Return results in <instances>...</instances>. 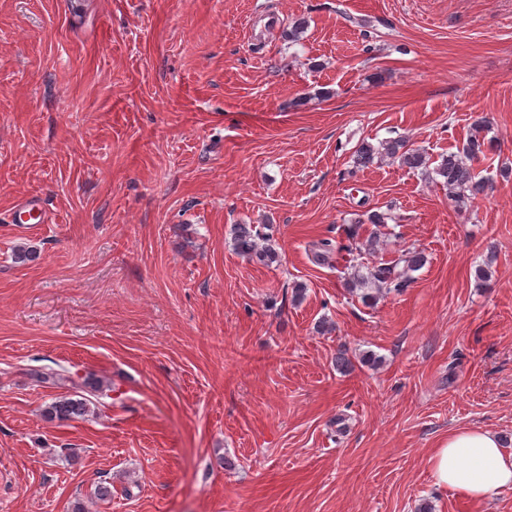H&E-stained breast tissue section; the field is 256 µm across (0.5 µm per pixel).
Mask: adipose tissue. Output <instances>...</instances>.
I'll list each match as a JSON object with an SVG mask.
<instances>
[{
    "label": "adipose tissue",
    "mask_w": 512,
    "mask_h": 512,
    "mask_svg": "<svg viewBox=\"0 0 512 512\" xmlns=\"http://www.w3.org/2000/svg\"><path fill=\"white\" fill-rule=\"evenodd\" d=\"M438 487L480 502L512 489V453L489 429L466 427L450 431L428 458Z\"/></svg>",
    "instance_id": "adipose-tissue-1"
}]
</instances>
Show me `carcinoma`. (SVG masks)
I'll return each mask as SVG.
<instances>
[{
    "label": "carcinoma",
    "mask_w": 512,
    "mask_h": 512,
    "mask_svg": "<svg viewBox=\"0 0 512 512\" xmlns=\"http://www.w3.org/2000/svg\"><path fill=\"white\" fill-rule=\"evenodd\" d=\"M483 130V122L475 123V134L470 136L462 149L441 156L440 163L433 169L448 188V194L459 205L484 195L487 188L486 181L477 177L472 167V162L485 155L487 142L482 135ZM384 155L397 160L408 169H428L427 153L410 146L403 138L389 139L378 146L370 142L361 143L356 150L355 163L367 168L375 159ZM231 240L234 250L249 260H257L267 265L278 257L268 239L253 224L232 225ZM426 262L423 253L417 250L408 251L397 261L377 266L365 276L355 273L351 288L362 291L360 299L367 304L376 299V294L383 290L400 292L408 287L409 272L421 269ZM90 413V400L81 395L57 397L42 409V416L48 421L79 420L88 417ZM111 498L112 483L103 480L96 484L91 503L99 506L109 502Z\"/></svg>",
    "instance_id": "obj_1"
}]
</instances>
